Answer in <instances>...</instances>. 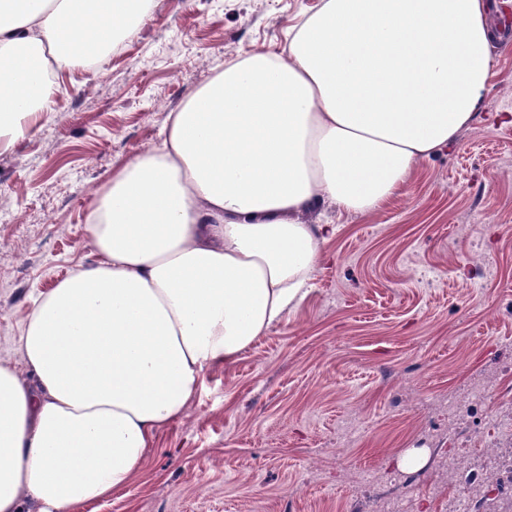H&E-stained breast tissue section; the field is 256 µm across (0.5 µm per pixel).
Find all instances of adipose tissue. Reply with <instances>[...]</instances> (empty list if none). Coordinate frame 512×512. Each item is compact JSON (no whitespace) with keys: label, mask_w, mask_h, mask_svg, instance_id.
Instances as JSON below:
<instances>
[{"label":"adipose tissue","mask_w":512,"mask_h":512,"mask_svg":"<svg viewBox=\"0 0 512 512\" xmlns=\"http://www.w3.org/2000/svg\"><path fill=\"white\" fill-rule=\"evenodd\" d=\"M146 0H0V138L51 109L40 63H76ZM491 0H323L280 51L190 94L160 144L87 216L92 261L37 297L0 361V512H77L125 489L207 371L231 367L310 293L304 216L373 212L457 143L488 89Z\"/></svg>","instance_id":"adipose-tissue-1"}]
</instances>
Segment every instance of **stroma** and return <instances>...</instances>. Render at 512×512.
Masks as SVG:
<instances>
[{
	"label": "stroma",
	"mask_w": 512,
	"mask_h": 512,
	"mask_svg": "<svg viewBox=\"0 0 512 512\" xmlns=\"http://www.w3.org/2000/svg\"><path fill=\"white\" fill-rule=\"evenodd\" d=\"M322 4L150 0L100 62L59 72L51 111L0 142V361L22 365L34 297L91 262L86 217L113 171L219 66L283 49ZM491 53L457 144L376 212L322 208L336 232L306 301L208 374L126 489L79 512H461L512 493L493 453L512 418V50ZM413 450L428 462L408 472Z\"/></svg>",
	"instance_id": "35a3bbf8"
}]
</instances>
